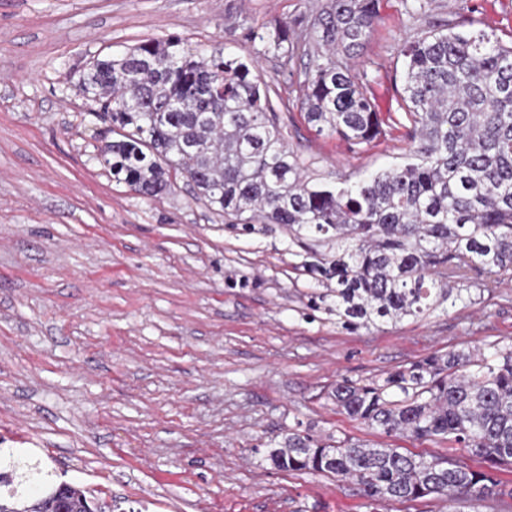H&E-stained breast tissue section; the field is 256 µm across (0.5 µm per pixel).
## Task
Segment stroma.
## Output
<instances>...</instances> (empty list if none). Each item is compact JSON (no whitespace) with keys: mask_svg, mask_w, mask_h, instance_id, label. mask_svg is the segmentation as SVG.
<instances>
[{"mask_svg":"<svg viewBox=\"0 0 512 512\" xmlns=\"http://www.w3.org/2000/svg\"><path fill=\"white\" fill-rule=\"evenodd\" d=\"M326 0H0V451L135 512H448L426 497L372 503L356 486L280 472L261 451L288 429L458 458L447 439L390 440L350 420L336 382L383 381L433 353L512 343V281L355 332L310 308L305 252L277 225L244 234L185 178L147 199L98 162L109 121L75 85L94 58L178 35L253 60L283 98L278 125L303 172L337 184L405 161L400 50L470 17L512 39V0H381L355 63L388 124L353 147L301 115L300 77L254 42Z\"/></svg>","mask_w":512,"mask_h":512,"instance_id":"stroma-1","label":"stroma"}]
</instances>
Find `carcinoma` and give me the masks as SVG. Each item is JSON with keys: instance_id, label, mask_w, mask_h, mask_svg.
I'll return each mask as SVG.
<instances>
[{"instance_id": "carcinoma-1", "label": "carcinoma", "mask_w": 512, "mask_h": 512, "mask_svg": "<svg viewBox=\"0 0 512 512\" xmlns=\"http://www.w3.org/2000/svg\"><path fill=\"white\" fill-rule=\"evenodd\" d=\"M379 0H326L310 40L273 38L285 58L308 57L301 114L351 145L385 134L380 113L352 73L378 19ZM411 143L403 164L336 187L302 175L276 125L270 87L252 62L210 55L178 35L149 39L80 74L77 91L99 105L118 139L98 161L152 199L182 175L194 197L244 232L257 224L312 238L310 271L336 281L310 298L347 330L417 318L471 288L512 279V44L464 21L416 35L402 49ZM336 408L388 436L447 438L488 463L475 470L349 437L288 430L266 460L281 472L330 475L371 502L429 496L452 507L498 495L494 470L512 465V345L432 354L383 381L336 383ZM0 512H104L76 484L8 455ZM41 486L33 496L31 487Z\"/></svg>"}]
</instances>
